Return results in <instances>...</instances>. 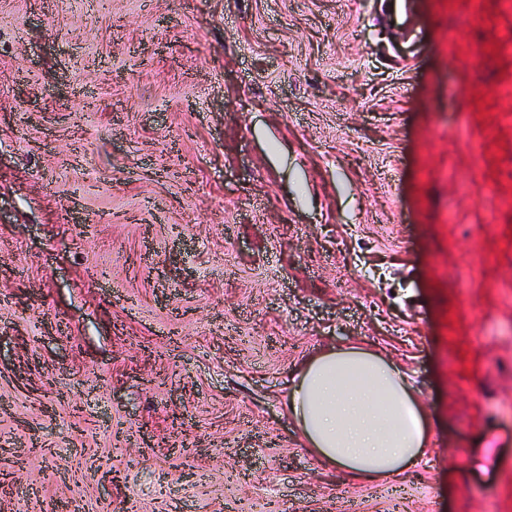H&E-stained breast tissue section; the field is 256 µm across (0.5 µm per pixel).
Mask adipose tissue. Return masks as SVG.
I'll return each instance as SVG.
<instances>
[{"mask_svg":"<svg viewBox=\"0 0 512 512\" xmlns=\"http://www.w3.org/2000/svg\"><path fill=\"white\" fill-rule=\"evenodd\" d=\"M285 407L312 453L356 478L398 475L428 445V424L404 370L359 344L304 361Z\"/></svg>","mask_w":512,"mask_h":512,"instance_id":"adipose-tissue-1","label":"adipose tissue"}]
</instances>
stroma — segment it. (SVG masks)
<instances>
[{
  "instance_id": "35a3bbf8",
  "label": "stroma",
  "mask_w": 512,
  "mask_h": 512,
  "mask_svg": "<svg viewBox=\"0 0 512 512\" xmlns=\"http://www.w3.org/2000/svg\"><path fill=\"white\" fill-rule=\"evenodd\" d=\"M470 2L0 0V512H512V7ZM349 342L430 424L388 481L282 407Z\"/></svg>"
}]
</instances>
